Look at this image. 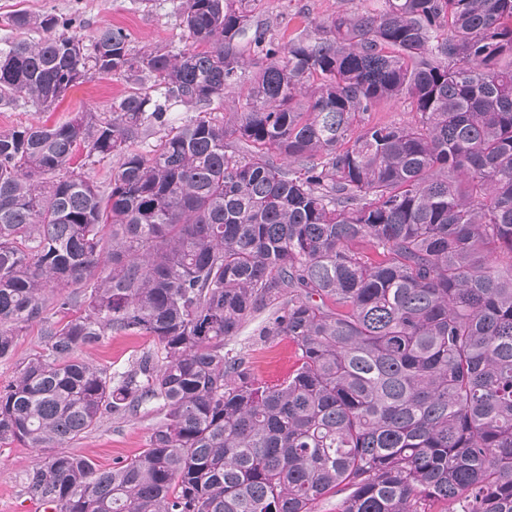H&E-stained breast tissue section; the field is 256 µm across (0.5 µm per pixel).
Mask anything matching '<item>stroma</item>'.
<instances>
[{
	"mask_svg": "<svg viewBox=\"0 0 512 512\" xmlns=\"http://www.w3.org/2000/svg\"><path fill=\"white\" fill-rule=\"evenodd\" d=\"M181 0H0V42L13 33L3 19L14 11L55 10L78 15L76 32L91 39L103 26L123 28L134 46L170 47L184 45L186 38L179 26ZM343 0H256L253 22L271 29L279 43H287L303 29L344 10ZM129 84L119 77L93 79L71 88L55 107L41 111L29 105L0 110V133L20 125H52L69 120L75 112L94 109L109 111L113 99L125 94ZM265 321L257 315L243 325L227 346L240 352L258 380L273 384L285 380L297 366L296 345L288 337L265 339L259 330ZM42 322L29 323L21 332L11 358L0 360V388L10 384L19 364L40 352ZM154 346L143 336L115 335L103 343L84 349L83 355L97 365L127 369ZM156 423L154 416L138 414L128 417L106 415L98 426L71 442L70 452L91 458L99 468L109 469L134 458L146 448ZM43 454L20 441L0 442V512H44L25 488V476L40 464Z\"/></svg>",
	"mask_w": 512,
	"mask_h": 512,
	"instance_id": "obj_1",
	"label": "stroma"
}]
</instances>
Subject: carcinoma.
Wrapping results in <instances>:
<instances>
[{
	"label": "carcinoma",
	"mask_w": 512,
	"mask_h": 512,
	"mask_svg": "<svg viewBox=\"0 0 512 512\" xmlns=\"http://www.w3.org/2000/svg\"><path fill=\"white\" fill-rule=\"evenodd\" d=\"M250 2L182 0L175 53L6 18L1 110L134 88L0 133V359L45 323L0 389V441L46 452L26 489L53 512H512V0H376L285 47ZM395 98L412 123L367 122ZM178 104L197 115L139 152ZM80 146L119 157L106 188ZM267 309L261 335L297 346L274 385L224 350ZM112 334L157 353L79 356ZM142 411L129 462L65 450ZM130 84L123 78H95L71 88L65 97L49 111H41L29 105L16 109L0 110V133L7 132L19 125H53L69 120L75 112L82 109H94L96 112H108L112 100L129 90ZM43 323H29L18 336L14 355L0 360V388L10 384L16 376L19 364L41 351Z\"/></svg>",
	"instance_id": "obj_1"
}]
</instances>
